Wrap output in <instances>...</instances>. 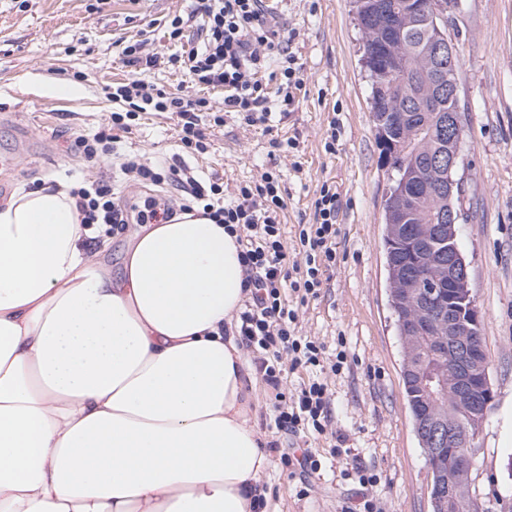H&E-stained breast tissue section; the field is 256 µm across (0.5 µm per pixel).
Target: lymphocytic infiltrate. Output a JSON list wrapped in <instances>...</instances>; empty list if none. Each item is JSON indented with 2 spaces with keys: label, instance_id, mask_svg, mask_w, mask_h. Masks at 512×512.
Masks as SVG:
<instances>
[{
  "label": "lymphocytic infiltrate",
  "instance_id": "lymphocytic-infiltrate-1",
  "mask_svg": "<svg viewBox=\"0 0 512 512\" xmlns=\"http://www.w3.org/2000/svg\"><path fill=\"white\" fill-rule=\"evenodd\" d=\"M195 7L205 19L198 41H185L179 16L169 22V36L178 45L173 53L148 51L142 40L127 41L122 55L130 77L113 87L109 117L94 134L74 142L87 162L96 165L114 153L121 134L131 133L144 112L170 115L180 148L201 154L207 150V130L223 126L226 117L255 126L266 123L272 111L288 113L298 106L304 82L292 51L294 34L271 14L266 0H195ZM161 65L188 74L196 86L223 88V101L171 93L148 81V72ZM120 171L125 182L164 184L170 193L145 199L142 210L132 217L116 202L114 183L99 174L89 177L72 190L82 223L101 224L118 234L133 218L150 224L199 208L225 232L236 235L251 297L237 315L235 331L242 346L253 350L256 370L273 395L275 427L286 434L301 428L326 434V384L315 379L296 394H287L282 363L326 365L336 372L345 359L340 353L328 361L322 345L299 334V310L287 298L291 291L317 296L325 272L336 265L335 185L322 184L314 201V221L301 226L299 257L292 261L281 223L286 203L278 172L267 171L259 180L239 184L228 196L223 182L201 181L178 162L165 165L134 155L125 157Z\"/></svg>",
  "mask_w": 512,
  "mask_h": 512
}]
</instances>
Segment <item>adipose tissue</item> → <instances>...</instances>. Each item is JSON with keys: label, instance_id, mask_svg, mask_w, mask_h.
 Instances as JSON below:
<instances>
[{"label": "adipose tissue", "instance_id": "1", "mask_svg": "<svg viewBox=\"0 0 512 512\" xmlns=\"http://www.w3.org/2000/svg\"><path fill=\"white\" fill-rule=\"evenodd\" d=\"M68 185L0 201V512H257L241 247L182 214L100 257Z\"/></svg>", "mask_w": 512, "mask_h": 512}]
</instances>
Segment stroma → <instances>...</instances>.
Masks as SVG:
<instances>
[{
    "label": "stroma",
    "mask_w": 512,
    "mask_h": 512,
    "mask_svg": "<svg viewBox=\"0 0 512 512\" xmlns=\"http://www.w3.org/2000/svg\"><path fill=\"white\" fill-rule=\"evenodd\" d=\"M280 23L296 34L292 50L304 79L294 112H272L249 127L227 119L212 131L207 153L181 154L178 132L163 114H144L122 134L117 153L98 170L118 172L121 156L182 163L221 178L225 192L268 169L280 172L289 247L313 221L323 182L338 191L336 265L317 297L299 311L301 335L328 357L344 353L339 372L299 367L295 390L313 379L327 385L330 432L277 433L267 399L255 420L281 448L310 449L319 467L308 480L272 458L265 478L269 512H346L363 497L383 512H431L430 472L402 392L403 348L388 305L383 203L388 187L361 64V34L352 0H272ZM192 0H0V201L46 178L73 184L90 169L72 144L109 116L113 84L126 81L122 40L147 38L173 49L169 21L203 20ZM460 47V110L465 125L462 220L458 243L481 312L493 406L479 434L473 472L483 512H512V0H458L448 15ZM333 150H326L328 136ZM292 139L288 153L274 141ZM341 442H334V435Z\"/></svg>",
    "instance_id": "obj_1"
}]
</instances>
